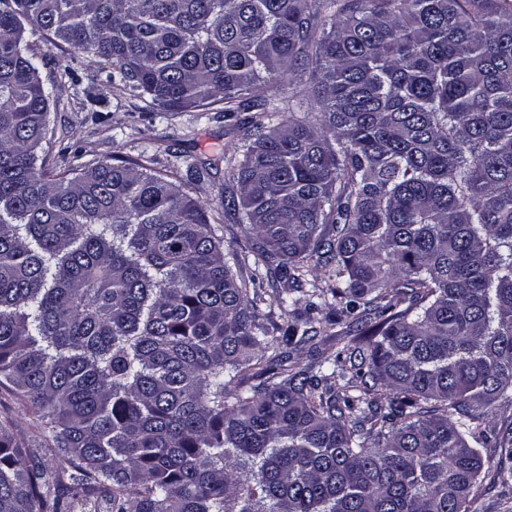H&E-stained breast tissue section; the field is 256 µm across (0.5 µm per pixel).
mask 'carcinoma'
I'll return each mask as SVG.
<instances>
[{"label":"carcinoma","mask_w":512,"mask_h":512,"mask_svg":"<svg viewBox=\"0 0 512 512\" xmlns=\"http://www.w3.org/2000/svg\"><path fill=\"white\" fill-rule=\"evenodd\" d=\"M28 29L160 112L311 71L236 125L222 208L255 267L331 266L360 395L266 355L208 204L153 159L43 152ZM0 385L67 464L1 419L0 512H470L484 469L512 482V426L479 451L512 405V3L0 0ZM36 415L20 397L0 388V418L13 420V431L21 448H26L30 455L39 454L52 472L61 471L67 464L55 450L51 438L38 429Z\"/></svg>","instance_id":"1"}]
</instances>
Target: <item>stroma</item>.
I'll list each match as a JSON object with an SVG mask.
<instances>
[{
    "label": "stroma",
    "instance_id": "stroma-1",
    "mask_svg": "<svg viewBox=\"0 0 512 512\" xmlns=\"http://www.w3.org/2000/svg\"><path fill=\"white\" fill-rule=\"evenodd\" d=\"M26 39L34 52L46 57L40 76L52 98L61 103L60 109L50 113L54 130L47 145L50 157L63 152L78 154L86 162L151 158L157 168L181 174L188 167L204 166L207 175L199 181H184L183 189L209 203L212 209H220L224 190L230 184V166L241 158L235 125L247 121L250 111L236 113L230 122L216 111L159 112L147 96L134 90L113 89L106 77L89 82V58L74 54L67 45L50 44L41 34L32 32L27 33ZM214 227L225 251L237 253V272L254 280L253 287L260 297L258 311L271 352H279L287 327L312 321L318 334L312 343L291 350L293 362L303 368H319L321 374L330 376L336 397L354 395L358 362L350 356L351 343L345 334L348 319L342 314L340 303L326 304L318 294L319 289L332 286L327 267L311 261L301 279L303 293L315 298L316 311H306L301 305L283 309L276 296L286 283L278 276L255 272L252 236L244 225L227 217L215 221ZM4 417L13 421L15 437L27 453L39 454L51 471L63 469L64 462L51 438L37 427L35 411L20 397L0 388V418Z\"/></svg>",
    "mask_w": 512,
    "mask_h": 512
}]
</instances>
